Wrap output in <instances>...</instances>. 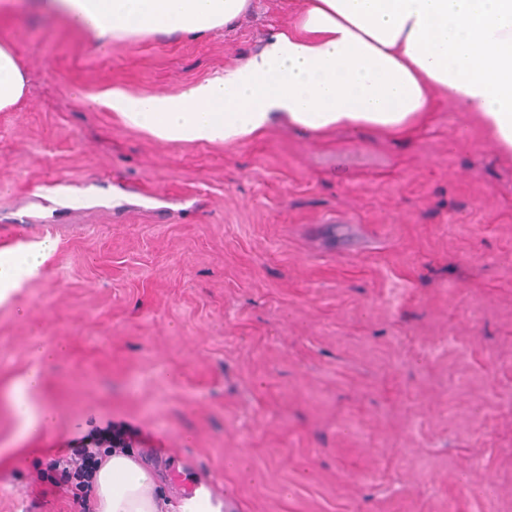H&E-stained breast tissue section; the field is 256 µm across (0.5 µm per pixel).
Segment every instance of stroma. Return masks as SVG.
Segmentation results:
<instances>
[{"instance_id":"obj_1","label":"stroma","mask_w":512,"mask_h":512,"mask_svg":"<svg viewBox=\"0 0 512 512\" xmlns=\"http://www.w3.org/2000/svg\"><path fill=\"white\" fill-rule=\"evenodd\" d=\"M298 7L105 48L0 10L27 78L0 111V249L55 243L0 303V512H82L42 475L114 442L236 512H512V158L470 113L165 145L70 93L181 92ZM36 338L55 419L21 441Z\"/></svg>"}]
</instances>
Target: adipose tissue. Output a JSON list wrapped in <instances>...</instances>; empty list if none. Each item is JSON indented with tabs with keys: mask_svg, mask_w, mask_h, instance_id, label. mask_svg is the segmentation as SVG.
Here are the masks:
<instances>
[{
	"mask_svg": "<svg viewBox=\"0 0 512 512\" xmlns=\"http://www.w3.org/2000/svg\"><path fill=\"white\" fill-rule=\"evenodd\" d=\"M40 12L91 34L101 46L143 35L201 36L237 22L250 0H32ZM25 74L0 40V111L17 105ZM470 112L485 138L512 155V0H303L295 22L266 37L239 64L177 94L113 87L75 97L108 108L163 144L234 145L273 127L323 135L341 128L401 133L426 116L434 93ZM54 250L44 240L0 251V303L42 277ZM11 387L20 433L54 411L33 401L52 348ZM97 512H233L205 487L170 497L155 469L125 449L94 471Z\"/></svg>",
	"mask_w": 512,
	"mask_h": 512,
	"instance_id": "obj_1",
	"label": "adipose tissue"
}]
</instances>
